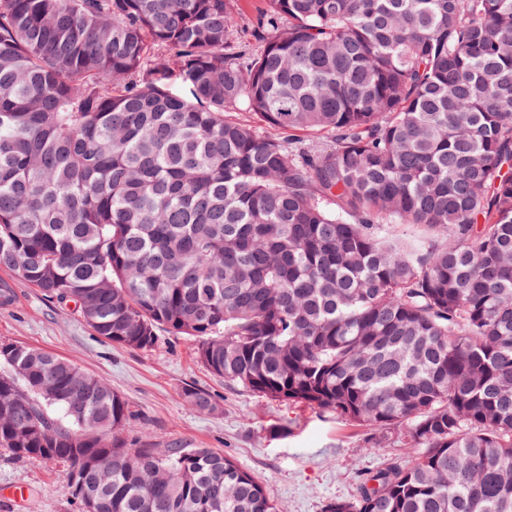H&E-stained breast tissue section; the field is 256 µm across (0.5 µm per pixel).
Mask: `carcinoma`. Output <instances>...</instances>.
Returning <instances> with one entry per match:
<instances>
[{"label": "carcinoma", "instance_id": "cac0c4a2", "mask_svg": "<svg viewBox=\"0 0 512 512\" xmlns=\"http://www.w3.org/2000/svg\"><path fill=\"white\" fill-rule=\"evenodd\" d=\"M263 2L251 44L238 0H0V269L422 449L324 512H512V0ZM129 427L100 376L0 342V449L66 464L79 512H279Z\"/></svg>", "mask_w": 512, "mask_h": 512}]
</instances>
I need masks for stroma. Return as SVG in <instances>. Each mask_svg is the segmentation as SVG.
<instances>
[{"label": "stroma", "mask_w": 512, "mask_h": 512, "mask_svg": "<svg viewBox=\"0 0 512 512\" xmlns=\"http://www.w3.org/2000/svg\"><path fill=\"white\" fill-rule=\"evenodd\" d=\"M0 287L11 295L0 303V341L52 352L105 379L132 412L127 438L230 455L268 487L280 512H323L329 501L352 498L363 474L417 454L397 438L370 447L367 428L334 414L225 386L201 363L192 339L164 335L151 350H128L95 336L9 271L0 269ZM190 387L216 398L220 412H196L182 398ZM63 476L60 463L0 454V512H76Z\"/></svg>", "instance_id": "1"}]
</instances>
